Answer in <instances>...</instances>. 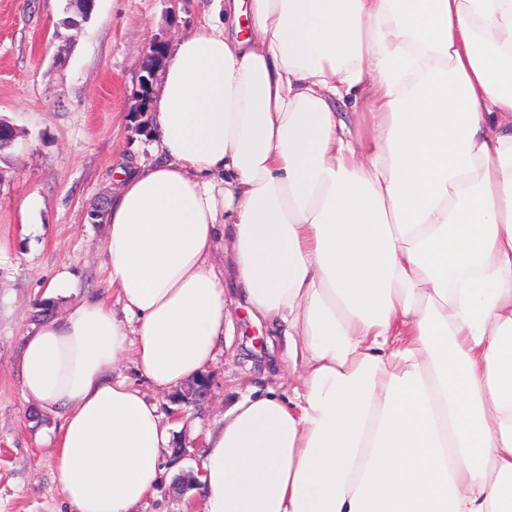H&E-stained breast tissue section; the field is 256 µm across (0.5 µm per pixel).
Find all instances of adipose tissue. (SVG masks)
<instances>
[{
    "label": "adipose tissue",
    "instance_id": "obj_1",
    "mask_svg": "<svg viewBox=\"0 0 512 512\" xmlns=\"http://www.w3.org/2000/svg\"><path fill=\"white\" fill-rule=\"evenodd\" d=\"M223 9L165 61L163 161L114 170L112 300L24 343L25 396L62 412V498L135 512L152 494L169 433L112 371L132 353L169 391L213 361L222 228L302 374L207 431L205 512H512V0ZM336 112L348 125V127L356 132L367 128L371 123V117L366 110L360 106H354L352 101H336Z\"/></svg>",
    "mask_w": 512,
    "mask_h": 512
}]
</instances>
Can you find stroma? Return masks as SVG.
Returning <instances> with one entry per match:
<instances>
[{"label": "stroma", "instance_id": "stroma-1", "mask_svg": "<svg viewBox=\"0 0 512 512\" xmlns=\"http://www.w3.org/2000/svg\"><path fill=\"white\" fill-rule=\"evenodd\" d=\"M213 0H96L91 20L57 36L69 0H0V119L21 133L0 155V512H73L55 484L60 414L25 400L19 362L24 338L43 317L76 301L111 297L105 269L106 223L93 211L112 198L116 162L153 165L163 156L150 113L136 95L151 43L174 51ZM231 244L216 242L232 330L202 374L208 393L185 402L188 385L155 389L124 353L116 372L153 400L170 441L154 493L136 512H205L198 477L204 434L252 390L290 394L296 377L280 326L255 321L234 281ZM68 271L76 288L50 296ZM192 481L177 493V477Z\"/></svg>", "mask_w": 512, "mask_h": 512}]
</instances>
